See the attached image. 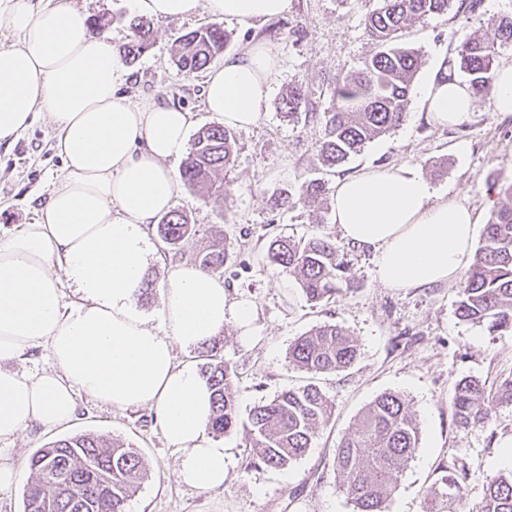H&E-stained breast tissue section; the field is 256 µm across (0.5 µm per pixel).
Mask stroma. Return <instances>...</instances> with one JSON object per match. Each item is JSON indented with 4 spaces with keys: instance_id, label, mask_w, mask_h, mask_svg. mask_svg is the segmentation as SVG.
Returning <instances> with one entry per match:
<instances>
[{
    "instance_id": "35a3bbf8",
    "label": "stroma",
    "mask_w": 512,
    "mask_h": 512,
    "mask_svg": "<svg viewBox=\"0 0 512 512\" xmlns=\"http://www.w3.org/2000/svg\"><path fill=\"white\" fill-rule=\"evenodd\" d=\"M91 16H106L113 46L125 44L136 12L129 0H74ZM369 0H289L280 16L243 26L224 21L231 35L228 53L265 41L275 45L281 72L269 97L266 114L254 127L237 130L238 153L224 178V193L201 198L181 188L174 203L196 225L193 250L224 240L234 263L224 274L228 292L254 302L257 330L243 340L234 326L218 336L224 359L238 375L241 416L284 389L315 382L335 403L333 419L322 427L308 452L289 468L259 465L247 448L244 430L224 435L228 456L222 488L185 486L177 476V451L160 430L154 409H115L79 397L76 419L66 428L34 426L20 437L0 443V452L20 469L18 482L0 493V512H22L29 479V457L58 439L83 433L116 438L141 453L147 476L127 504V512H354L340 491L333 470L335 451L362 409L384 392L407 397L421 424V442L398 476L399 490L389 512H423L430 489L448 473H466L467 507L482 498V477L506 473L502 445L512 438V405L498 404L487 424L456 427L449 401L456 383L474 379L488 391L512 376V334L489 335L462 322L456 312L458 282L423 288H389L376 271L373 251L346 241L332 222V198L285 211L273 206L277 190L296 189L319 176L315 122L283 118L278 102L288 87L299 85L317 111L329 105L336 78L358 68L374 51L364 32ZM512 16V0H481L476 11L454 4L447 14L426 18L403 33L404 43L420 50L418 80L437 75L442 62L456 55L461 37L480 34L488 19ZM207 11L183 20L153 24V48L126 64L120 90L132 101L164 102L193 112L196 127L217 122L204 111V73L187 77L172 61L174 40L208 24ZM55 131L45 116L11 145L0 144V233L33 223L64 164L54 149ZM447 159L448 170L436 176L432 163ZM366 166L413 170L433 186L437 200L472 209L486 224L493 200L487 187L512 179V113L494 111L489 97L476 100L463 124L437 122L418 97H411L405 122L389 135L351 156L337 175ZM330 235L349 264L354 286L327 302L308 304L295 280L266 260L269 241L279 235ZM335 323L359 345L356 361L345 371L316 377L288 359L292 343L316 325Z\"/></svg>"
}]
</instances>
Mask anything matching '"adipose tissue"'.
<instances>
[{
	"mask_svg": "<svg viewBox=\"0 0 512 512\" xmlns=\"http://www.w3.org/2000/svg\"><path fill=\"white\" fill-rule=\"evenodd\" d=\"M143 17L182 19L206 8L243 25L284 13L288 0H132ZM0 143L47 113L64 170L35 223L0 237V440L29 426L70 424L78 395L118 409H155L179 453L178 478L224 485L223 442L209 433L211 391L191 359L227 325L256 333L257 309L189 261L170 264L159 319L137 299L157 250L149 229L179 192L170 160L182 157L191 112L138 104L116 89L125 69L109 35H94L72 0H0ZM281 65L259 42L229 55L204 87L206 111L226 126L261 121ZM416 92L443 123L468 120L476 97L458 77H433ZM333 222L352 244L371 249L379 280L417 288L454 279L470 261L474 212L438 202L415 172L367 167L337 178ZM47 345L48 369L16 370Z\"/></svg>",
	"mask_w": 512,
	"mask_h": 512,
	"instance_id": "obj_1",
	"label": "adipose tissue"
}]
</instances>
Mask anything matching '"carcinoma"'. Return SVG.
I'll use <instances>...</instances> for the list:
<instances>
[{
	"instance_id": "cac0c4a2",
	"label": "carcinoma",
	"mask_w": 512,
	"mask_h": 512,
	"mask_svg": "<svg viewBox=\"0 0 512 512\" xmlns=\"http://www.w3.org/2000/svg\"><path fill=\"white\" fill-rule=\"evenodd\" d=\"M453 0H373L364 29L377 50L362 65L336 79L329 106L320 118L316 150L322 170L336 172L350 156L368 143L403 124L422 56L401 41L403 30L432 15L448 13ZM132 36L122 59L132 62L153 46L151 21L135 19ZM230 34L216 23L199 27L175 39L173 62L191 76L224 52ZM512 45V17L487 23L480 35L460 40L450 65L468 77L476 93L490 91L499 50ZM438 78H447V69ZM288 118L308 110L302 87L288 89L280 101ZM237 151L235 132L221 124L202 127L180 169L183 185L197 191L224 190L219 173L233 162ZM497 195L483 230V240L464 273L459 289V318L484 328L489 334L512 333V181L490 185ZM327 181L312 178L299 190L280 191L279 205L290 209L302 199L317 200L326 194ZM157 234L174 254H185L197 235L195 225L178 210H171L157 224ZM267 259L293 277L314 305L342 288H351L347 265L336 242L327 235L300 239L280 237L270 242ZM193 261L212 275H224L232 263L229 247L193 253ZM357 341L337 324L317 326L298 337L288 358L312 374L336 373L357 358ZM206 359L202 375L213 390L209 432L221 437L240 423L236 403V373L224 361L216 344L199 350ZM512 404V377L494 393L472 380L458 383L451 399L454 423L461 429L481 425L493 403ZM334 412L333 402L314 383L284 390L262 401L249 412L246 424L249 447L258 462L285 469L311 447L320 427ZM420 424L400 393L385 392L362 411L352 431L336 450L335 471L341 488L356 512H388L398 488V474L420 448ZM31 481L23 493V512H126V505L147 476L141 456L124 442L94 434L65 437L40 448L28 462ZM484 495L475 512H512V472L483 476ZM465 487L448 475L434 489L424 512H455Z\"/></svg>"
}]
</instances>
